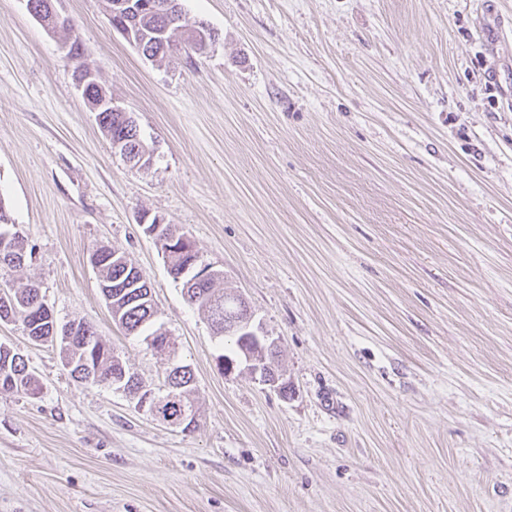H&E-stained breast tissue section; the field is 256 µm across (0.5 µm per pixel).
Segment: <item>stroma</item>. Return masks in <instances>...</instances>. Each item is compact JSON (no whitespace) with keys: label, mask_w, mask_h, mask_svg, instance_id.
<instances>
[{"label":"stroma","mask_w":512,"mask_h":512,"mask_svg":"<svg viewBox=\"0 0 512 512\" xmlns=\"http://www.w3.org/2000/svg\"><path fill=\"white\" fill-rule=\"evenodd\" d=\"M153 154L113 153L76 63L0 0V198L59 323L157 384L185 432L74 381L0 322L38 397L0 392V512H512V0H183L209 54L145 59L103 0H54ZM187 232L278 340L280 396L222 372L142 215ZM178 349L112 319L99 247ZM194 380V374L187 365L174 364L171 370L165 373L163 388H159L156 392L158 398L156 412L159 420L172 422L180 420L181 427L191 418L186 417V414L182 416L185 407L191 408L196 418L193 399Z\"/></svg>","instance_id":"35a3bbf8"}]
</instances>
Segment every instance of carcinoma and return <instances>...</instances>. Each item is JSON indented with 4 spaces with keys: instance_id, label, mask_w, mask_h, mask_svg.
I'll return each instance as SVG.
<instances>
[{
    "instance_id": "obj_1",
    "label": "carcinoma",
    "mask_w": 512,
    "mask_h": 512,
    "mask_svg": "<svg viewBox=\"0 0 512 512\" xmlns=\"http://www.w3.org/2000/svg\"><path fill=\"white\" fill-rule=\"evenodd\" d=\"M45 29L52 35H63L67 56L81 57L82 48L77 37L73 36V26L66 18L50 13L45 14ZM27 249L24 238L14 237L12 242L0 248V270L8 271L21 267L22 251ZM101 252L98 274L105 285L102 294L108 303L112 318L124 329L128 336L148 339L162 336V326L156 325L155 311L147 299L151 287L147 281H139L133 274L134 267L117 265L112 261L113 249L99 248ZM222 278H211L195 283L193 288H182L187 303L207 313L208 320H233L239 312V296L219 287ZM11 298L0 302V320H14L24 314L21 324L30 326L28 339L42 343L60 340V354L71 377L84 385L112 387V376L122 373L121 357L114 349L97 336L91 329L87 336H76L63 341L57 336L62 328L56 317L40 312L43 298L39 284L29 280L9 289ZM15 391L27 397H34L40 391V382L29 370L23 355L14 349L0 344V390ZM194 374L187 365H174L164 376L163 387L156 392L158 403L156 412L163 421L177 422L183 408H195L193 399Z\"/></svg>"
}]
</instances>
